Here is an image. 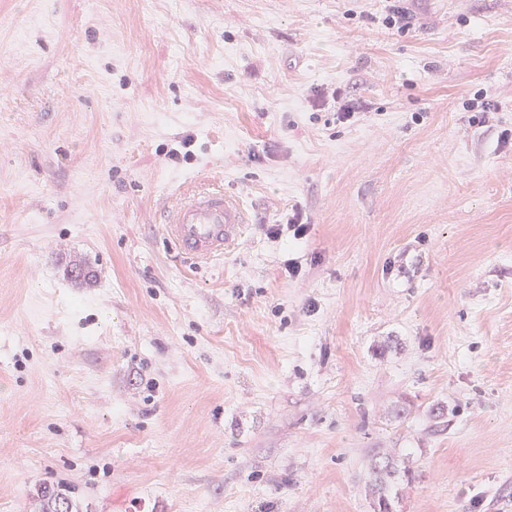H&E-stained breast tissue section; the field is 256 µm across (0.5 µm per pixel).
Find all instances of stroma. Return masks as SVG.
Wrapping results in <instances>:
<instances>
[{"label":"stroma","instance_id":"obj_1","mask_svg":"<svg viewBox=\"0 0 512 512\" xmlns=\"http://www.w3.org/2000/svg\"><path fill=\"white\" fill-rule=\"evenodd\" d=\"M389 5L0 0V512H374L380 451L394 512H512V0ZM189 183L249 213L219 258ZM167 242L184 259L209 260L224 255L249 224L240 199L220 188L190 185L165 208ZM392 454L376 453L369 467L368 487L377 512H393V503L401 482L412 480V470ZM36 508L39 512H73V503L65 494L44 488L38 496Z\"/></svg>","mask_w":512,"mask_h":512}]
</instances>
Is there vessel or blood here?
<instances>
[{"label": "vessel or blood", "instance_id": "obj_1", "mask_svg": "<svg viewBox=\"0 0 512 512\" xmlns=\"http://www.w3.org/2000/svg\"><path fill=\"white\" fill-rule=\"evenodd\" d=\"M247 221L240 199L216 187L187 186L163 212L168 243L190 261L223 255Z\"/></svg>", "mask_w": 512, "mask_h": 512}]
</instances>
